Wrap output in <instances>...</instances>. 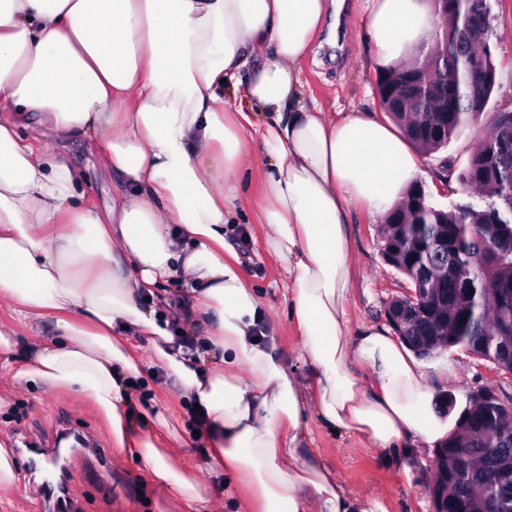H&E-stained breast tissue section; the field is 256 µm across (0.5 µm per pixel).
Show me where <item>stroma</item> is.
I'll use <instances>...</instances> for the list:
<instances>
[{"mask_svg": "<svg viewBox=\"0 0 512 512\" xmlns=\"http://www.w3.org/2000/svg\"><path fill=\"white\" fill-rule=\"evenodd\" d=\"M490 3L496 85L485 111L471 120L447 148L422 155L424 185L438 182L445 173H459L493 114L512 111V0H490ZM359 5L360 0H344L335 42H328L327 31H320L311 53L301 64L306 95L313 97L332 118L354 112L378 119L385 116L374 93L378 74L375 50L361 30ZM51 148L76 171L85 205L106 211L122 186L118 178L103 169V143L73 138L52 143ZM265 168L260 144L247 139L243 165L246 189L240 197L243 220L226 229L225 238L244 254L248 279L267 313L266 327L275 340V356L290 373L305 379L309 369L298 360L301 338L288 317L291 284L266 244V227L261 222L260 196ZM380 225V220L366 209L354 208L348 214L352 281L347 314L354 332L366 325L385 324L387 302L409 285L403 274L382 259ZM445 360L456 371L451 390L458 402L467 401L471 391L486 386L512 395V375L498 371L493 364L467 350H445L425 359L424 364L431 367ZM142 376L149 388L133 394L131 403L139 415L154 406L163 410L166 426L152 429L158 447L171 449L174 465L201 462V450L208 442L205 436L196 434L190 404L176 380L160 364L144 370ZM316 407V397H309L302 445L332 468L349 493L380 497L389 512H433L432 501L424 491L431 472L432 449H424L403 461L386 458L358 436L321 426ZM64 421L70 424L72 436L82 433L95 436L100 447L112 452V469L102 481L91 476L96 461L72 463L68 489L72 512H168L164 488L154 483L135 449L116 446L106 416L90 398L64 386L46 387L17 381L12 369L0 363L1 446L16 447L19 433L26 431L42 447L57 448L60 441L57 430ZM15 469L16 483L0 486V512H46L34 476L25 472L23 464H16ZM195 478L213 512H256L247 490L234 491L225 486L223 470L203 469Z\"/></svg>", "mask_w": 512, "mask_h": 512, "instance_id": "1", "label": "stroma"}]
</instances>
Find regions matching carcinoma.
<instances>
[{"label": "carcinoma", "mask_w": 512, "mask_h": 512, "mask_svg": "<svg viewBox=\"0 0 512 512\" xmlns=\"http://www.w3.org/2000/svg\"><path fill=\"white\" fill-rule=\"evenodd\" d=\"M470 2L472 24L481 37L460 33L448 18V60L432 71L431 92L415 95V86L393 72L379 80L391 118L406 121L405 136L426 154L457 137L470 121L474 101H489L494 90L490 0ZM471 55L484 57L486 76L481 80L461 76L459 58ZM458 180L469 195L512 199V132L482 141ZM420 220L413 237L399 240L400 248L410 250L417 241L432 246L438 236L446 247L408 268L430 288L427 311L405 315L406 333L420 344L413 352L427 358L424 345L433 352L459 347L494 364L512 361V208L499 203L495 224L464 202L446 210L430 204ZM457 445L472 452L451 464L444 485L448 512H512V485L501 480L503 474H512V414L494 403L469 402L457 433L444 443L450 449Z\"/></svg>", "instance_id": "obj_1"}]
</instances>
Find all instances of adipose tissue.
<instances>
[{"label":"adipose tissue","instance_id":"ef3b65f1","mask_svg":"<svg viewBox=\"0 0 512 512\" xmlns=\"http://www.w3.org/2000/svg\"><path fill=\"white\" fill-rule=\"evenodd\" d=\"M337 0H0V297L34 327L53 316L20 378L90 397L118 446L138 443L152 476L204 512L194 481L139 440L123 413L140 370L111 331L155 336L157 358L199 405L212 463L255 488L261 512H386L302 457L307 393L329 429L397 458L435 447L457 428L439 423L422 366L388 326L351 333L346 214L381 218L420 171L385 120L327 119L307 101L300 64ZM429 0H361V25L380 70L398 65L430 31ZM264 115L224 99L225 87ZM36 114L34 139L18 114ZM101 139L104 168L128 191L107 212L83 206L69 164L48 142ZM267 157L261 213L267 243L293 288L288 315L312 370L303 385L275 359L265 311L224 227L236 223L247 138ZM180 277L198 295L204 349L216 368L168 351L173 336L142 294ZM249 366L242 374L241 366ZM369 369L363 381L357 366Z\"/></svg>","mask_w":512,"mask_h":512}]
</instances>
